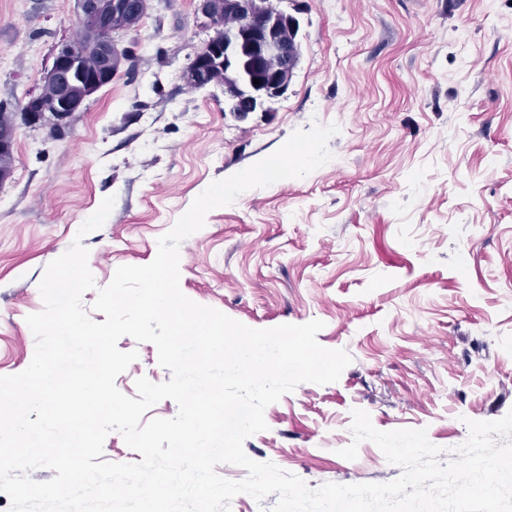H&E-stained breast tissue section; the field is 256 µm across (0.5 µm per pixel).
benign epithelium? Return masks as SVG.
I'll return each mask as SVG.
<instances>
[{
  "label": "benign epithelium",
  "mask_w": 512,
  "mask_h": 512,
  "mask_svg": "<svg viewBox=\"0 0 512 512\" xmlns=\"http://www.w3.org/2000/svg\"><path fill=\"white\" fill-rule=\"evenodd\" d=\"M258 3L260 0H221L219 3L197 0V11L205 24L214 30V35L182 73L185 84L200 87L209 84L214 72H224V80L216 84L224 97V111L239 116L274 111V104L288 92L300 58V45H290L276 36L278 30L286 27L293 37H298V18L284 11L266 14L270 26L258 33L257 44L248 47L254 54L251 62L241 61L243 51L230 33L219 35L222 15L234 16L242 25L251 24L258 18L253 10V5ZM76 4L80 29L96 48L94 63L85 76L83 94L73 98L68 92L74 48L62 43L55 49L41 91L22 105L32 122L47 112L57 121H65L79 111L87 98L111 82L115 74L114 34L131 29L133 21L143 16L147 9V0H76ZM256 64L269 75V79L260 81L258 86L253 84L251 75L252 66Z\"/></svg>",
  "instance_id": "7a95c632"
}]
</instances>
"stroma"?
Instances as JSON below:
<instances>
[{
  "label": "stroma",
  "instance_id": "stroma-1",
  "mask_svg": "<svg viewBox=\"0 0 512 512\" xmlns=\"http://www.w3.org/2000/svg\"><path fill=\"white\" fill-rule=\"evenodd\" d=\"M301 59L274 112L240 119L216 88L181 74L211 32L196 0H150L116 34L135 61L58 132L17 122L0 184V375L24 371L46 266L89 233L92 305L119 266L151 263L211 183L273 153L298 129L336 124L332 160L300 179L243 192L180 245V289L254 329L323 321L346 350L339 380L300 384L244 442L315 488L385 483L401 470L370 441L356 460L351 412L380 431L426 429L447 449L467 420L512 411V0H286ZM79 34L75 0H0V107L18 110ZM137 359L116 379L135 396L168 381L156 346L122 337Z\"/></svg>",
  "mask_w": 512,
  "mask_h": 512
}]
</instances>
